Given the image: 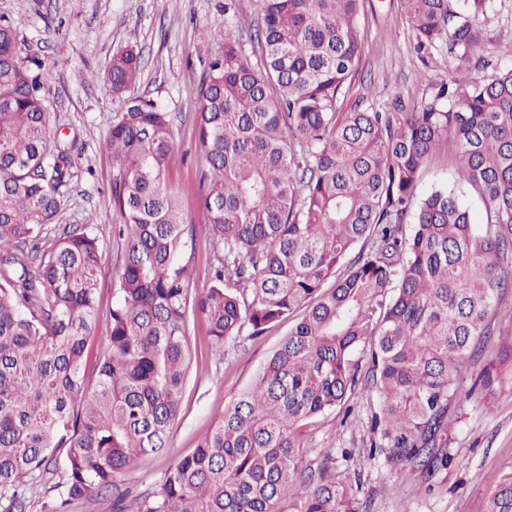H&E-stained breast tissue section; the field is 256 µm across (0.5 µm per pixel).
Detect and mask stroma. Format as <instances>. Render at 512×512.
<instances>
[{
  "instance_id": "1",
  "label": "stroma",
  "mask_w": 512,
  "mask_h": 512,
  "mask_svg": "<svg viewBox=\"0 0 512 512\" xmlns=\"http://www.w3.org/2000/svg\"><path fill=\"white\" fill-rule=\"evenodd\" d=\"M225 0H0V17L20 18L19 39L25 54L37 57L53 73L46 91L50 123L77 137L72 153L75 175L57 218L61 224L92 223L101 242L99 312L93 345L106 335L103 319L112 306L121 254L112 227L122 217L112 197L114 173L106 142L112 117L127 97H145L169 112L174 147L168 162L170 186L181 199L183 221L201 224L202 149L194 114L199 83L208 62L223 47L204 42L205 30L232 29L248 61L259 48L254 33L260 23L259 0H236V15L224 12ZM359 22L365 32L360 61L339 101L341 111L385 109L395 98L420 104L432 85L448 76L456 61L444 43L421 49L406 21L400 0H363ZM483 41L477 55L495 65H512V0H501L496 12L481 17ZM135 49L142 71L127 95L113 93L98 74L113 54ZM436 189L454 191L468 207L475 225L486 220L481 197L460 183L451 140H443L421 174L417 198ZM491 335L472 369L498 362L500 350L512 344V293L490 319ZM287 325L272 326L244 343L226 344L215 353L203 318L189 322L193 361L186 379L181 411L163 454L146 457L122 483L132 494L155 490L178 459L191 454L224 408L248 387L259 367L278 345ZM469 381L448 409L446 469L431 475L407 472L374 454L371 409L378 393L355 391L344 405L317 418L302 438L305 462L335 468L367 512H486L488 493L503 474L512 472V371L491 394L470 392Z\"/></svg>"
}]
</instances>
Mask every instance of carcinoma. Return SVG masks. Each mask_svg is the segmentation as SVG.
<instances>
[{"label": "carcinoma", "mask_w": 512, "mask_h": 512, "mask_svg": "<svg viewBox=\"0 0 512 512\" xmlns=\"http://www.w3.org/2000/svg\"><path fill=\"white\" fill-rule=\"evenodd\" d=\"M361 2L260 0L255 66L228 26L203 34L224 51L202 75L195 113L207 183L198 228L165 181L170 113L138 97L116 113L107 150L121 264L90 378L99 237L63 224L42 245L73 162L44 105L50 70L22 54L23 19L0 18L3 512H68L109 491L113 512H360L345 479L303 465L297 432L358 387L382 398L379 454L403 469L448 466V405L512 291V66L468 76L492 68L473 51L476 18L498 0H401L419 46L445 43L454 74L416 108L399 98L385 111L338 112L363 50ZM140 73L129 49L102 78L122 95ZM445 138L459 180L486 202L480 230L451 190L413 204ZM197 230L216 261L200 291L186 256ZM360 242L368 248L349 258ZM192 314L216 350L291 325L195 451L130 500L121 477L167 447L179 417ZM57 461L60 479L43 483ZM487 512H512V476L491 488Z\"/></svg>", "instance_id": "cac0c4a2"}]
</instances>
